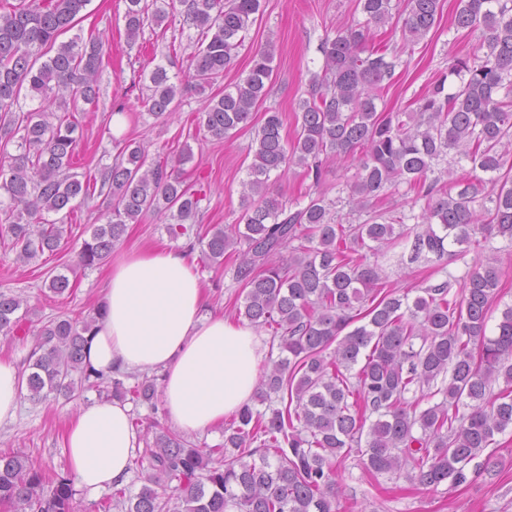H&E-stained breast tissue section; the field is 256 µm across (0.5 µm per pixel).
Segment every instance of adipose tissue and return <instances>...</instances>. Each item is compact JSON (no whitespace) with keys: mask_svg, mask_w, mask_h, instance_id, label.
I'll list each match as a JSON object with an SVG mask.
<instances>
[{"mask_svg":"<svg viewBox=\"0 0 512 512\" xmlns=\"http://www.w3.org/2000/svg\"><path fill=\"white\" fill-rule=\"evenodd\" d=\"M105 315L86 347L93 367L157 370L170 419L196 432L222 423L253 395L264 349L245 322L212 313L194 260L166 248L123 252L112 261ZM141 433L128 404L98 399L79 408L64 447L80 489L122 481Z\"/></svg>","mask_w":512,"mask_h":512,"instance_id":"adipose-tissue-1","label":"adipose tissue"}]
</instances>
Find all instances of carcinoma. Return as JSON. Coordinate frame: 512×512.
<instances>
[{
  "label": "carcinoma",
  "instance_id": "obj_1",
  "mask_svg": "<svg viewBox=\"0 0 512 512\" xmlns=\"http://www.w3.org/2000/svg\"><path fill=\"white\" fill-rule=\"evenodd\" d=\"M89 2L0 0V147L14 141L17 148L0 154V238L27 262L54 254L68 234L58 215L80 209L99 183L110 206L83 240L76 267L99 264L127 225L157 214L169 237L186 239L190 251L200 246L211 268L223 266L227 251L237 253L233 279L244 298L236 315L271 330L280 350L253 394L265 410L243 405L216 448L153 421V441L134 459L145 472L139 492L117 489L94 504L97 512H336V464L351 456L373 477L402 475L424 487H457L495 472L493 455L473 461L512 430V305L487 333L497 290L512 273L488 262L467 274L458 299L448 298V279L412 299L386 289L378 258L404 236L412 237V262L446 260L448 247L478 234L512 243V0H459L453 26L481 30L483 54L454 58L416 108L402 112L377 106L404 61L375 44V30L400 20L404 40L415 44L437 24L440 0H358L363 20L321 40L322 71L298 103L294 138L282 137V117L272 110L255 129L240 223L202 233L185 224L205 199L179 172L193 159L188 146L173 159L150 161L129 141L100 179L73 171L81 142L75 112L97 102L106 39H57L78 25ZM126 2L132 42L147 19L160 26L176 10L211 34L191 56L186 80L175 82L166 66L155 65L142 101L151 115H169L175 98L190 91L205 96L193 122L211 136L228 138L251 123L272 79V47L253 54L234 90L206 91L234 65L261 0H155L151 14L141 0ZM44 48L53 55L44 57ZM23 90L38 107L22 109ZM54 105L63 114L51 111ZM355 160L357 171L341 189L357 214L350 221L320 186L328 163ZM463 160L485 178L458 176ZM293 166L310 180L305 204L270 192L271 175ZM404 183L425 200L420 213L377 208ZM72 288L64 273L48 283L56 296ZM32 315L23 300L0 292V334L35 336L25 376L30 399H71L106 385L116 397L156 408V377L107 374L84 362L102 307L40 325ZM438 394L441 401L420 408ZM274 399L282 407L272 406ZM76 508L70 478L49 477L24 453L0 452V512Z\"/></svg>",
  "mask_w": 512,
  "mask_h": 512
}]
</instances>
